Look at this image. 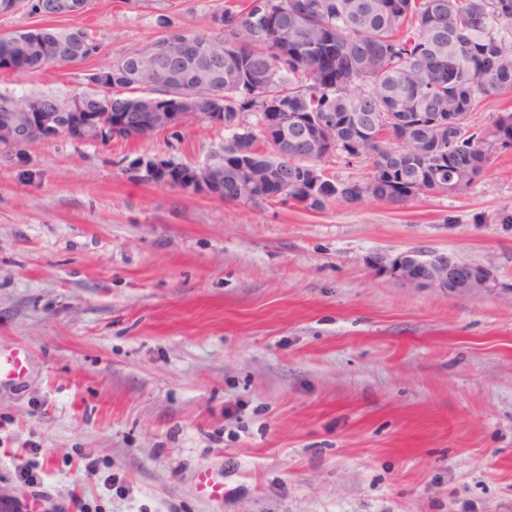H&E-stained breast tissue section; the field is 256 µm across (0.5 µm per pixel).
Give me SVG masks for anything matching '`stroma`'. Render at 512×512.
<instances>
[{"label": "stroma", "mask_w": 512, "mask_h": 512, "mask_svg": "<svg viewBox=\"0 0 512 512\" xmlns=\"http://www.w3.org/2000/svg\"><path fill=\"white\" fill-rule=\"evenodd\" d=\"M224 0H92L102 51L0 92L62 99L165 26ZM222 125L0 155V512H512V148L454 195L312 210L155 185L137 159L201 166ZM414 250L490 273L399 278ZM223 481L198 495L196 476ZM424 252H416L417 258L428 265L431 270L448 273V258L442 256H435L431 259L430 255L423 254ZM429 257V258H424ZM412 282L437 286L438 288H448V290L458 291L461 288L475 287L479 288L487 286L488 280H485V274L481 269H472L471 266L465 264H453L446 277H437L428 272L422 276H406Z\"/></svg>", "instance_id": "obj_1"}]
</instances>
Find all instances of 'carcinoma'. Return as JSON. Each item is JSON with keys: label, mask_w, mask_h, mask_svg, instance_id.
<instances>
[{"label": "carcinoma", "mask_w": 512, "mask_h": 512, "mask_svg": "<svg viewBox=\"0 0 512 512\" xmlns=\"http://www.w3.org/2000/svg\"><path fill=\"white\" fill-rule=\"evenodd\" d=\"M100 48L86 27L20 29L0 35V70L77 64ZM158 66L163 89L149 84ZM99 73L106 89L64 101L0 93V127L20 132L0 153L22 160L51 137L107 144L173 130L159 117L186 111L189 121L231 132L205 164L211 181L202 186L197 167L160 159L133 162L141 179L254 205L293 200L318 210L365 195L403 203L483 176L490 148L470 115L512 90V0H224L210 31L169 28ZM246 112L260 134L241 129ZM450 112L464 113L451 149ZM493 136L512 143L511 112L496 119ZM335 154L369 161L368 178L325 177L317 163ZM239 182L250 185L241 199Z\"/></svg>", "instance_id": "carcinoma-1"}]
</instances>
